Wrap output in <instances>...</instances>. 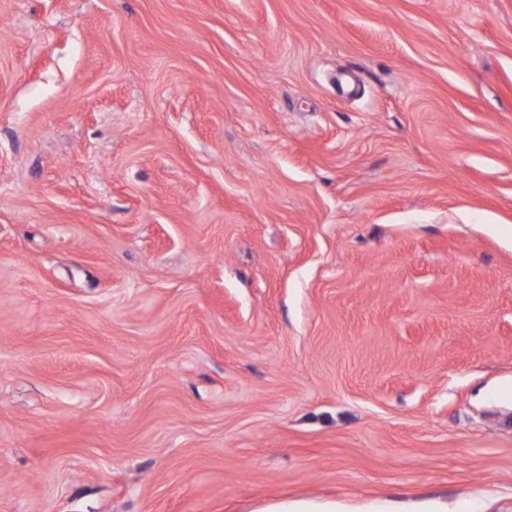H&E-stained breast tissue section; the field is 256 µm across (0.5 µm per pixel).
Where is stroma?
<instances>
[{"mask_svg":"<svg viewBox=\"0 0 512 512\" xmlns=\"http://www.w3.org/2000/svg\"><path fill=\"white\" fill-rule=\"evenodd\" d=\"M512 512V0H0V512Z\"/></svg>","mask_w":512,"mask_h":512,"instance_id":"1","label":"stroma"}]
</instances>
